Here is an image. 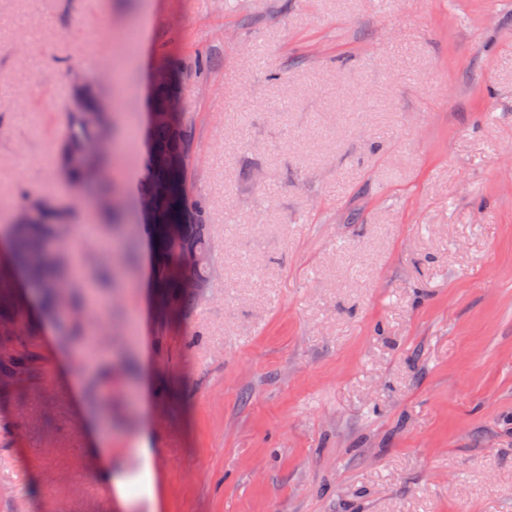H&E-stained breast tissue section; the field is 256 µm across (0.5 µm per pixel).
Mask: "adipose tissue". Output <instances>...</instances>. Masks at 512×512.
Segmentation results:
<instances>
[{
  "instance_id": "ef3b65f1",
  "label": "adipose tissue",
  "mask_w": 512,
  "mask_h": 512,
  "mask_svg": "<svg viewBox=\"0 0 512 512\" xmlns=\"http://www.w3.org/2000/svg\"><path fill=\"white\" fill-rule=\"evenodd\" d=\"M88 454L101 461L99 477L108 488L113 501L126 512L128 508L144 505L148 512H157L160 503L158 484V459L155 449L150 446L151 428L142 424V435L132 453L137 462L135 472H128L124 463L113 462L112 450L109 446L110 430L105 419L95 410H87Z\"/></svg>"
}]
</instances>
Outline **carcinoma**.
<instances>
[{"label":"carcinoma","instance_id":"obj_1","mask_svg":"<svg viewBox=\"0 0 512 512\" xmlns=\"http://www.w3.org/2000/svg\"><path fill=\"white\" fill-rule=\"evenodd\" d=\"M170 80L153 88L150 106L163 109L178 95L181 79L185 73L181 62L172 59L166 65ZM104 129L89 124L79 112L68 114L66 133L60 148L59 159L62 170L73 182L84 184L94 171L101 170L113 160L107 152H84V148L103 135ZM195 137L194 121L182 112H172L168 121L147 125L144 139L150 148L141 153L142 163L138 168L141 177L135 194L147 190L162 217L160 224L145 225L153 244L152 268L153 288L158 299L172 305L169 319H178L206 296L186 288L181 282L168 278V269L180 257L181 244L174 241L169 225L183 226L185 238L195 245L201 260L196 276L213 286L217 275V250L212 241L210 223V200L193 191L183 194V167L175 160L183 149V135ZM126 212L112 208V232L121 242L125 265L112 262V283L123 280L127 270L137 261V243L126 231ZM70 229L66 214L51 202L44 200L34 206V213L24 223L15 225V245L12 263L27 271L42 287L48 305L59 307L70 303L76 286L72 282L69 268L60 254L49 258L37 255L36 244L50 241L66 234ZM20 322V310L13 279V269L0 265V323L16 325Z\"/></svg>","mask_w":512,"mask_h":512}]
</instances>
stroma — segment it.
Segmentation results:
<instances>
[{
  "instance_id": "35a3bbf8",
  "label": "stroma",
  "mask_w": 512,
  "mask_h": 512,
  "mask_svg": "<svg viewBox=\"0 0 512 512\" xmlns=\"http://www.w3.org/2000/svg\"><path fill=\"white\" fill-rule=\"evenodd\" d=\"M178 107L223 258L158 317L148 246L92 281L110 231L59 165L73 74L122 99L198 51ZM280 74L269 83V70ZM78 309L1 343L0 512H118L71 388L141 427L161 512H512V0H0V227L43 199Z\"/></svg>"
}]
</instances>
